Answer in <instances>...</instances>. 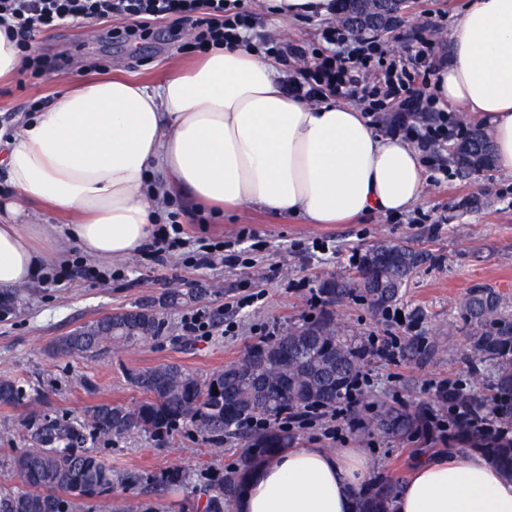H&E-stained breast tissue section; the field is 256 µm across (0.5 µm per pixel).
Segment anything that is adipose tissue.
Returning <instances> with one entry per match:
<instances>
[{
	"label": "adipose tissue",
	"mask_w": 512,
	"mask_h": 512,
	"mask_svg": "<svg viewBox=\"0 0 512 512\" xmlns=\"http://www.w3.org/2000/svg\"><path fill=\"white\" fill-rule=\"evenodd\" d=\"M266 8L289 24L336 12L334 0ZM430 91L491 123L494 165L512 176V0H467ZM0 175L18 194L0 202L4 291L47 276L73 242L92 259L133 256L170 193L338 224L406 212L426 183L411 143L352 105L289 93L279 64L242 45L209 49L153 91L127 79L61 83L51 106L17 129L0 125ZM30 199L83 220L58 232L26 211ZM368 475L359 449L292 448L256 466L226 512H352ZM393 509L512 512V477L486 454L452 449L420 460Z\"/></svg>",
	"instance_id": "obj_1"
}]
</instances>
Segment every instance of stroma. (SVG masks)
I'll return each instance as SVG.
<instances>
[{
    "instance_id": "1",
    "label": "stroma",
    "mask_w": 512,
    "mask_h": 512,
    "mask_svg": "<svg viewBox=\"0 0 512 512\" xmlns=\"http://www.w3.org/2000/svg\"><path fill=\"white\" fill-rule=\"evenodd\" d=\"M466 0H406L403 21L380 35L386 56H403L423 23L437 24L435 40L447 52L448 39ZM252 14L250 37L255 47L271 38L319 47L324 20L308 19L279 25L263 0H241ZM131 19L110 16L90 25H62L41 30L28 50L43 57L42 66L28 65L11 78L0 79V121L16 119L47 106L62 81L121 75L155 88L196 59L188 47L187 27L169 17L149 21L144 37L129 41L122 33ZM427 181L422 203L397 217L375 214L348 224H307L244 206L222 215L202 216L189 200L175 197L182 209L187 236H207L234 243L247 264L243 267L195 268L172 256L156 263L148 253L112 261V278H74L34 282L23 304L0 317V378L23 382L28 397L16 405H0V492L20 487L14 459L28 447L26 425L36 418L81 416L102 401L135 406L141 393L131 374L175 362L200 377H209L239 361L261 340L319 318L322 308L310 298L320 279L346 277L357 255L380 239L408 243L425 252L417 271L394 310L376 312L361 302L338 311L340 331L354 347L368 341L397 340L398 354L389 360L365 356L359 404L340 422L336 433L323 422L291 430L297 448L337 453L358 448L366 455L371 479L403 484L417 461L449 448L447 441L417 434L392 438L360 430L373 420L380 404L424 407L428 423L448 419V406L437 389L443 382L470 390L475 382L463 354L466 342L455 327L456 305L466 288L485 283L512 295V177L496 169L464 178L448 158L447 149L423 155ZM481 195V209L461 207L463 198ZM182 292L171 301L172 284ZM149 306L162 311L171 325L159 340L102 351L95 359L61 353L56 344L76 327L115 311ZM210 311L213 326L206 336L183 328L185 315ZM445 350L434 355L430 345ZM97 448L115 473L134 476V493L114 489L106 497L85 501L80 512H112L133 500L151 499L157 512H193V505L211 477L238 463L246 442L225 439L220 451L189 427L155 437L133 433L101 440ZM174 468H189L187 486H163Z\"/></svg>"
}]
</instances>
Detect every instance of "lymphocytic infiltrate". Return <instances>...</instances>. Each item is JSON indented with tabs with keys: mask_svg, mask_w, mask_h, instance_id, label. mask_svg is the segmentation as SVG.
<instances>
[{
	"mask_svg": "<svg viewBox=\"0 0 512 512\" xmlns=\"http://www.w3.org/2000/svg\"><path fill=\"white\" fill-rule=\"evenodd\" d=\"M114 14L136 21L177 17L194 30L195 43L204 50L246 42L251 29V15L242 10L239 0H0V19L10 20L9 33L23 49L38 29L90 23ZM323 37L330 52L315 56L304 80H289L292 92L311 100L328 95L357 97L375 119L385 112L429 113L426 123L404 129L426 152L454 135L447 113L434 109L428 80L418 77L419 71L435 72L445 61L436 55L433 40L417 39L406 58L396 60L379 56L380 41L373 35L357 36L332 25ZM182 232L178 212H169L167 223L152 234L150 249L156 261L183 249L186 262L206 268L238 262V255L224 253L203 238L197 239L195 249H187Z\"/></svg>",
	"mask_w": 512,
	"mask_h": 512,
	"instance_id": "lymphocytic-infiltrate-1",
	"label": "lymphocytic infiltrate"
}]
</instances>
